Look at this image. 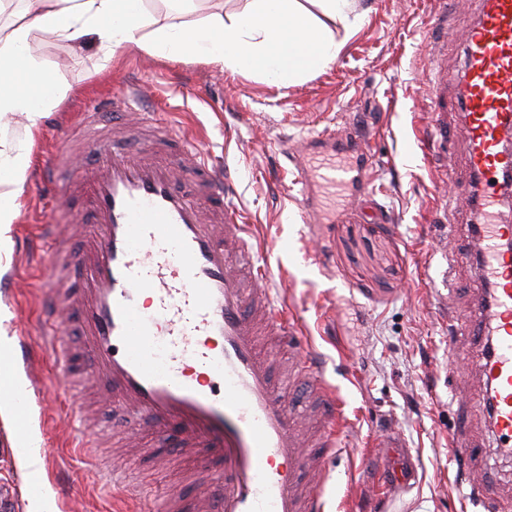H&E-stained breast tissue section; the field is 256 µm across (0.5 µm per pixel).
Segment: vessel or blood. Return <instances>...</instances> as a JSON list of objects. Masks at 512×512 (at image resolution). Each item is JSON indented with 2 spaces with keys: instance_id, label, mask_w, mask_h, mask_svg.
Instances as JSON below:
<instances>
[{
  "instance_id": "vessel-or-blood-1",
  "label": "vessel or blood",
  "mask_w": 512,
  "mask_h": 512,
  "mask_svg": "<svg viewBox=\"0 0 512 512\" xmlns=\"http://www.w3.org/2000/svg\"><path fill=\"white\" fill-rule=\"evenodd\" d=\"M464 66L449 89L443 44L430 42L431 92L423 133L428 155L448 139V119L467 128V184L462 202L468 233L449 229L441 273L453 288L468 266L482 290L465 334L481 345L480 397L470 413L487 421L499 447H512V225L501 212L512 195V0H479L462 39ZM147 82L123 84L84 103L80 142L61 138L42 178L63 205L79 199L90 226L73 247L52 225L36 334L15 357L50 353L64 391L81 395L75 415L83 447L101 448L106 430L93 411L108 406L175 434L176 453L204 472L209 512H322L331 450L346 440L343 398L303 351L288 380L314 402L316 429L304 422L272 378L259 351L261 334L295 346L298 316L275 300L273 275L260 263L250 227L235 202L230 171L199 152L189 129L142 113ZM367 142L358 163L320 151L315 174L327 190L360 193ZM387 466L380 493L415 476L398 438L379 440ZM457 460L479 448L456 430Z\"/></svg>"
}]
</instances>
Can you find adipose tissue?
<instances>
[{
	"instance_id": "adipose-tissue-1",
	"label": "adipose tissue",
	"mask_w": 512,
	"mask_h": 512,
	"mask_svg": "<svg viewBox=\"0 0 512 512\" xmlns=\"http://www.w3.org/2000/svg\"><path fill=\"white\" fill-rule=\"evenodd\" d=\"M8 33H0V174L20 183L31 145L6 137L14 115L29 131L65 94L66 87L29 52L34 33L44 32L81 47L97 37L101 67L117 48L134 45L166 58H198L234 72L256 75L273 85H292L335 61L346 37L361 27L355 0H249L231 16L220 13L192 24H163L146 0H27ZM0 309V424L13 435L16 462L27 474L42 469V439L21 410L25 380L9 366L13 340L3 329Z\"/></svg>"
}]
</instances>
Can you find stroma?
I'll use <instances>...</instances> for the list:
<instances>
[{"mask_svg":"<svg viewBox=\"0 0 512 512\" xmlns=\"http://www.w3.org/2000/svg\"><path fill=\"white\" fill-rule=\"evenodd\" d=\"M361 29L336 61L320 74L282 87L259 77L232 73L199 59L168 60L138 49L117 51L99 66V42L82 50L65 41L34 35L30 49L69 88L47 112L21 189L0 184L14 197L13 251L0 273V306L11 318V337L32 336L45 269L38 245L41 224L55 204L38 177L57 140L72 129L81 103L112 89L119 78L148 79L157 112L188 128L201 146L222 157L237 183L236 202L253 242L276 277L279 303L299 311L308 344L327 379L345 400L348 444L333 455L324 512H485L469 499L473 469L457 465L450 440L459 422V402L468 392L449 380V363L474 370L467 346L450 341L445 303L462 316L477 309V291L440 284L436 224L466 179L457 168L454 184L440 182L435 157L412 154L429 96L425 48L436 30L429 0H357ZM367 138V190L374 210L349 204L343 193H320L328 225L296 221L300 188L294 185L295 156L354 144ZM30 388L28 415L43 440V482L55 491L57 512H145L143 499L101 483L110 465L134 482L175 491L184 512L201 492L192 460L168 459L174 438L157 436L150 423H131L124 413L99 411L102 424L132 430L135 455L82 451L71 416L78 396L59 393L49 353L15 364ZM395 433L409 450L415 478L409 488L372 503L385 459L374 442ZM11 434L0 426V512H27L28 481L10 451ZM490 482L489 501L512 502V460L486 446L474 469Z\"/></svg>","mask_w":512,"mask_h":512,"instance_id":"35a3bbf8","label":"stroma"}]
</instances>
